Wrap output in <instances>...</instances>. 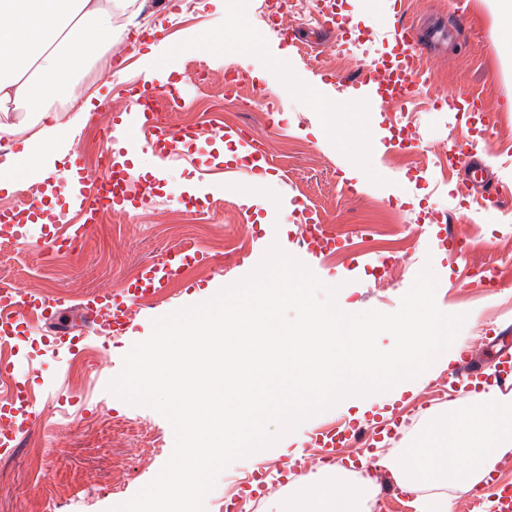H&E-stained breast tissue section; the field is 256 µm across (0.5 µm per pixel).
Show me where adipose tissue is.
I'll list each match as a JSON object with an SVG mask.
<instances>
[{"label":"adipose tissue","mask_w":512,"mask_h":512,"mask_svg":"<svg viewBox=\"0 0 512 512\" xmlns=\"http://www.w3.org/2000/svg\"><path fill=\"white\" fill-rule=\"evenodd\" d=\"M138 0H0V106H29L58 96L80 112L105 98L77 93L78 77L89 63L119 43L113 9ZM78 120L37 113L35 118L0 120V140L20 139L22 148L0 159V190L24 189L54 169L56 152L71 149ZM479 406L443 416L415 446L405 449L394 469L397 485L416 493L418 512H452L451 492L465 493L495 471L512 451V395L497 389L481 393ZM373 482H353L344 469L326 467L301 477L287 501H274L269 512H364Z\"/></svg>","instance_id":"obj_1"}]
</instances>
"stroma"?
Returning <instances> with one entry per match:
<instances>
[{
    "label": "stroma",
    "mask_w": 512,
    "mask_h": 512,
    "mask_svg": "<svg viewBox=\"0 0 512 512\" xmlns=\"http://www.w3.org/2000/svg\"><path fill=\"white\" fill-rule=\"evenodd\" d=\"M178 2L171 8L146 0L135 17L115 12L125 38L107 60L112 90L83 120L72 154L55 160L43 216L66 224L75 177L99 172V124L120 122L146 74L154 76L149 84L168 129L197 131L185 160L155 165L133 155V167L149 169L140 180L143 200L106 217L70 251L44 241V223L32 229L34 247L0 245V284L62 297L73 314L96 295L123 298L141 268L160 263L171 247L201 257L169 284L162 304L140 308L123 332L89 336L83 369L66 349L39 342L15 365L13 377L29 385L42 422L0 453V512H109L149 483L173 451V429L152 409L116 397L109 382L131 346L149 337L153 319L211 299L250 274L271 245L325 284L342 278L337 304L361 311H397L417 273L431 267L438 308L465 315L457 340L486 373L498 365L497 336L512 329V46L498 38L489 0H335L328 28L314 19L245 22L225 0ZM462 12L473 25L459 26ZM435 19L457 29L452 45L429 52L436 91L419 93L398 111L373 88L348 87L365 68L397 64L400 49L388 36L395 24ZM458 87L476 94L478 110L445 101ZM354 95L362 109L350 107ZM326 103L338 106L340 126L368 125L370 144L340 146L325 126ZM230 129L260 141L267 173L225 163V152L236 149L224 136ZM463 136L498 184L497 205L459 203L456 171L440 152ZM297 201L347 248L322 261L309 253ZM362 224L369 235L358 234ZM448 225L463 247L453 262L439 245ZM230 244L244 247L243 260L225 263ZM476 402L475 394L449 388L447 370H429L390 415H365L362 427L391 430L372 446L342 448L350 474L380 480L387 460L416 443L436 417ZM347 421L334 407L295 430L300 452L272 447L263 464L250 456L233 462L208 494V512H227L257 467L260 501L287 497L300 462L321 453L314 433Z\"/></svg>",
    "instance_id": "35a3bbf8"
}]
</instances>
